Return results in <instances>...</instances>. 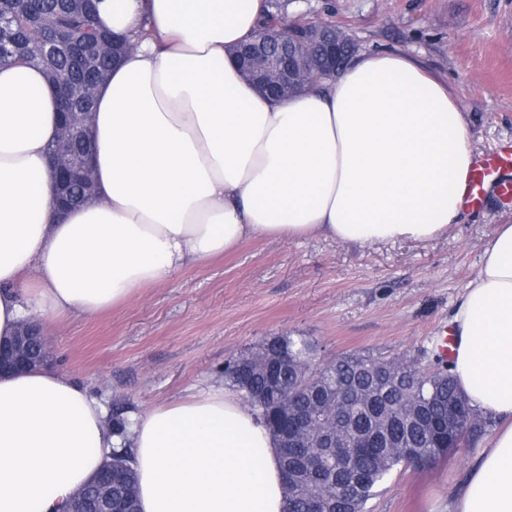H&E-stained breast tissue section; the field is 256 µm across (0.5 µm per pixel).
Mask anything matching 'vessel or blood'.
I'll list each match as a JSON object with an SVG mask.
<instances>
[{
    "label": "vessel or blood",
    "mask_w": 512,
    "mask_h": 512,
    "mask_svg": "<svg viewBox=\"0 0 512 512\" xmlns=\"http://www.w3.org/2000/svg\"><path fill=\"white\" fill-rule=\"evenodd\" d=\"M491 192L512 202V143L500 146L475 164L466 183L464 199L469 206L477 207Z\"/></svg>",
    "instance_id": "obj_1"
}]
</instances>
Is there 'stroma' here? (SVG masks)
<instances>
[{"instance_id": "obj_1", "label": "stroma", "mask_w": 512, "mask_h": 512, "mask_svg": "<svg viewBox=\"0 0 512 512\" xmlns=\"http://www.w3.org/2000/svg\"><path fill=\"white\" fill-rule=\"evenodd\" d=\"M288 16L334 22L361 51L416 57L453 91L476 154L512 140V0H290ZM500 224L512 205L491 195L427 242L253 238L97 318L42 323L50 363L130 417L206 391L226 360L273 336L306 337L322 363L360 351L435 369L434 342ZM479 450L394 472L368 512H440Z\"/></svg>"}]
</instances>
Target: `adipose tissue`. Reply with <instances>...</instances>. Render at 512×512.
<instances>
[{"label": "adipose tissue", "mask_w": 512, "mask_h": 512, "mask_svg": "<svg viewBox=\"0 0 512 512\" xmlns=\"http://www.w3.org/2000/svg\"><path fill=\"white\" fill-rule=\"evenodd\" d=\"M264 15V0H102L136 46L96 93L98 199L63 217L56 91L40 68L0 67V342L32 314L96 318L256 236L423 242L460 222L476 155L447 84L366 51L322 88L264 96L232 53ZM450 326L448 370L493 429L442 512H512V224ZM117 442L70 377L0 375V512H64ZM130 443L139 512L285 508L278 444L224 385L141 412Z\"/></svg>", "instance_id": "obj_1"}]
</instances>
